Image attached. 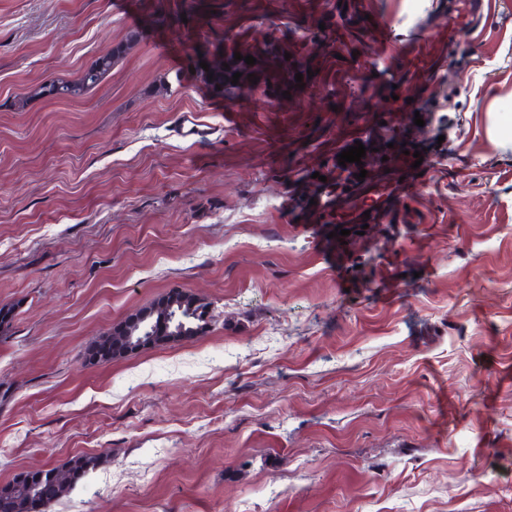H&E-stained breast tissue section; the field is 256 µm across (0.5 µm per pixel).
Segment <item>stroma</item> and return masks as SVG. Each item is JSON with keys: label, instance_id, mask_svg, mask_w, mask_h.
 Here are the masks:
<instances>
[{"label": "stroma", "instance_id": "35a3bbf8", "mask_svg": "<svg viewBox=\"0 0 512 512\" xmlns=\"http://www.w3.org/2000/svg\"><path fill=\"white\" fill-rule=\"evenodd\" d=\"M189 2L0 0V484L90 453L49 512H512V0L451 39L448 0H369L384 56L359 0ZM227 37L257 93L191 74ZM177 290L205 335L93 356ZM139 33L132 30L124 42L116 45L112 52L97 57L90 68L77 79H51L30 87L28 98H49L57 100H75L97 87L112 70L115 62L123 57L137 42Z\"/></svg>", "mask_w": 512, "mask_h": 512}]
</instances>
